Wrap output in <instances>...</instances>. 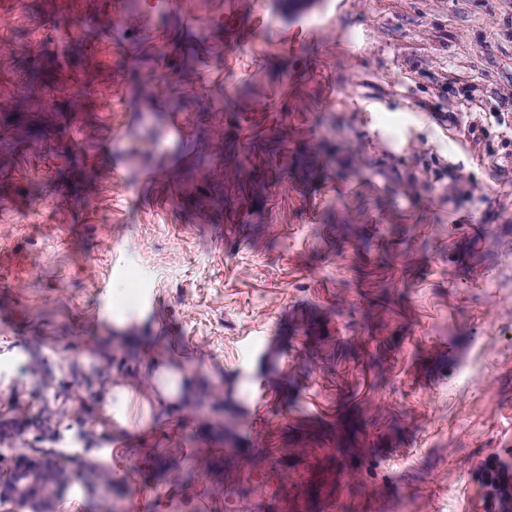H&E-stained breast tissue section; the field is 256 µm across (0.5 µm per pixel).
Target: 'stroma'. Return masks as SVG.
<instances>
[{"label":"stroma","mask_w":512,"mask_h":512,"mask_svg":"<svg viewBox=\"0 0 512 512\" xmlns=\"http://www.w3.org/2000/svg\"><path fill=\"white\" fill-rule=\"evenodd\" d=\"M9 11L0 417L68 395L89 437L51 413L58 448L112 474L52 512H192L188 491L490 512L481 468L512 465V0ZM146 70L169 92L139 125L116 88ZM170 121L188 149L157 207L137 179ZM147 355L190 370L196 402L104 417L105 381L149 397Z\"/></svg>","instance_id":"35a3bbf8"}]
</instances>
